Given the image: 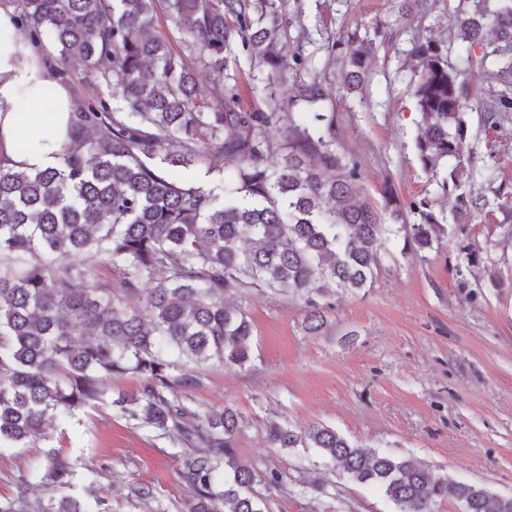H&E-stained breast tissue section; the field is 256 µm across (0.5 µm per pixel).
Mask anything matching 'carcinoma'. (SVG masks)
I'll return each instance as SVG.
<instances>
[{"instance_id": "cac0c4a2", "label": "carcinoma", "mask_w": 512, "mask_h": 512, "mask_svg": "<svg viewBox=\"0 0 512 512\" xmlns=\"http://www.w3.org/2000/svg\"><path fill=\"white\" fill-rule=\"evenodd\" d=\"M7 3L41 51L43 78L66 81L65 65L77 58L103 91L76 112L57 165L17 170L0 158V447L38 442L55 418L102 401L103 381L132 373L139 387L112 406L185 447L186 512H264L259 471L233 442L237 413L200 415L181 394L198 383L188 363L251 361L252 323L224 296L257 287L302 296L305 329L316 334L324 320L315 297L371 286L383 236L420 254L446 236L445 223L424 199L407 212L394 203L389 224L359 200V166L336 144L334 113L298 120L292 112L299 101L327 100L318 73L288 105L277 97L288 73L305 67L302 52H280L286 0ZM159 3L179 37L158 28ZM468 3L457 17L461 41L473 48L492 32L512 46V0ZM238 48L261 67L263 109L241 106ZM186 53L207 71V86L187 69ZM412 53L415 148L436 176L463 156L464 83L440 43L417 42ZM366 56L363 45L349 55L350 91ZM481 109L494 121L512 112V94ZM273 128L281 140L268 137ZM210 156L231 168L222 198L182 173ZM103 255L117 278H98ZM132 294L142 296L136 309L122 302ZM266 435L272 448H312L323 465L380 487L398 512H434L450 495L464 512H512V497L450 486L412 455L370 450L327 426L270 421ZM73 475L55 457L44 478L63 487Z\"/></svg>"}]
</instances>
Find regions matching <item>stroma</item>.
<instances>
[{
  "label": "stroma",
  "instance_id": "35a3bbf8",
  "mask_svg": "<svg viewBox=\"0 0 512 512\" xmlns=\"http://www.w3.org/2000/svg\"><path fill=\"white\" fill-rule=\"evenodd\" d=\"M300 22L287 25L282 52L304 47L306 69L278 89L295 96L310 71L324 74L336 114V137L359 163L363 197L386 211L385 191L402 206L427 200L449 218L439 249L420 259L402 241L382 238L381 264L370 287L337 291L324 305L322 335L304 330L302 299L246 290L230 296L253 325L252 359L232 369L213 360L184 390L197 412L231 405L245 423L239 455L258 470L278 468L284 484L257 483L268 512H396L375 486L341 471L315 470L306 449L269 447L265 424L320 423L353 441L412 454L448 482H469L512 496V115L490 123L469 110V139L457 170L463 192L485 206L452 223L454 196L442 191L416 156L417 63L414 42L434 40L452 65L486 71L472 98L491 99L512 80V54L465 53L455 31L462 0H297ZM339 40L328 49V36ZM367 39L369 77L361 89L341 86L353 38ZM495 169L492 182L481 174ZM478 254V261L466 258ZM61 457L76 466L71 485L33 476L34 462ZM153 493L152 512H184L188 488L182 448L122 417L108 399L80 420L56 419L37 445L0 448V499L25 512L69 497L83 512H142L133 495Z\"/></svg>",
  "mask_w": 512,
  "mask_h": 512
}]
</instances>
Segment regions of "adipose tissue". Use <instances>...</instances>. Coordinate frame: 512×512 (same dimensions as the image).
Listing matches in <instances>:
<instances>
[{
    "label": "adipose tissue",
    "mask_w": 512,
    "mask_h": 512,
    "mask_svg": "<svg viewBox=\"0 0 512 512\" xmlns=\"http://www.w3.org/2000/svg\"><path fill=\"white\" fill-rule=\"evenodd\" d=\"M12 17V9L0 8V157L7 158L15 168H43L54 163L73 109L67 91L58 89L54 124L45 132L48 144L37 149L23 147V131L38 125L40 117L35 112L18 110L17 105L21 92L39 91V53L14 26Z\"/></svg>",
    "instance_id": "1"
}]
</instances>
